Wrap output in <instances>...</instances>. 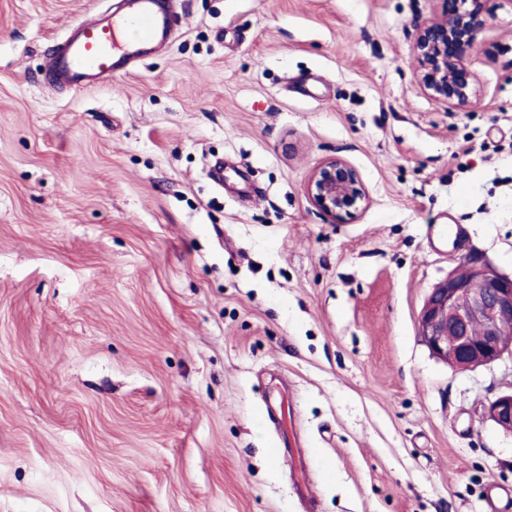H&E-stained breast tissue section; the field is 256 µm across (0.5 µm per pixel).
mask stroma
I'll return each instance as SVG.
<instances>
[{"instance_id": "stroma-1", "label": "stroma", "mask_w": 512, "mask_h": 512, "mask_svg": "<svg viewBox=\"0 0 512 512\" xmlns=\"http://www.w3.org/2000/svg\"><path fill=\"white\" fill-rule=\"evenodd\" d=\"M120 4L0 0V512H305L282 385L314 512H512V361L419 336L461 256L512 273V5L463 109L416 79L443 0H183L136 69L43 83ZM334 156L369 194L341 222L306 191ZM485 417L506 432L512 433V387L489 402ZM286 394H288V389L286 391L279 390L280 398L269 397L266 400L267 407L264 411L266 420L277 421V429L281 437L276 448H272V459L276 461L288 453V448H290L288 444V438L290 439L288 435L289 406L287 411L285 401Z\"/></svg>"}]
</instances>
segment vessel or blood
<instances>
[{
    "label": "vessel or blood",
    "instance_id": "1",
    "mask_svg": "<svg viewBox=\"0 0 512 512\" xmlns=\"http://www.w3.org/2000/svg\"><path fill=\"white\" fill-rule=\"evenodd\" d=\"M176 4L177 0H127L121 12H98L68 24L65 36L49 56L46 82L81 90L128 71L167 43L177 17ZM264 416L276 422L281 437L272 450L277 460L289 448L285 399L268 398Z\"/></svg>",
    "mask_w": 512,
    "mask_h": 512
}]
</instances>
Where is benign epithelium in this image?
Listing matches in <instances>:
<instances>
[{
    "mask_svg": "<svg viewBox=\"0 0 512 512\" xmlns=\"http://www.w3.org/2000/svg\"><path fill=\"white\" fill-rule=\"evenodd\" d=\"M485 24L482 0H448L439 18L419 28L413 49L418 82L428 95L452 107L471 103L473 76L464 56ZM307 194L335 221L358 214L368 204L359 173L338 157L312 172ZM510 320L512 274L501 272L485 255L470 252L426 297L419 334L432 356L456 371H474L512 359V340L503 332ZM485 417L512 433V388L489 402Z\"/></svg>",
    "mask_w": 512,
    "mask_h": 512,
    "instance_id": "7a95c632",
    "label": "benign epithelium"
}]
</instances>
